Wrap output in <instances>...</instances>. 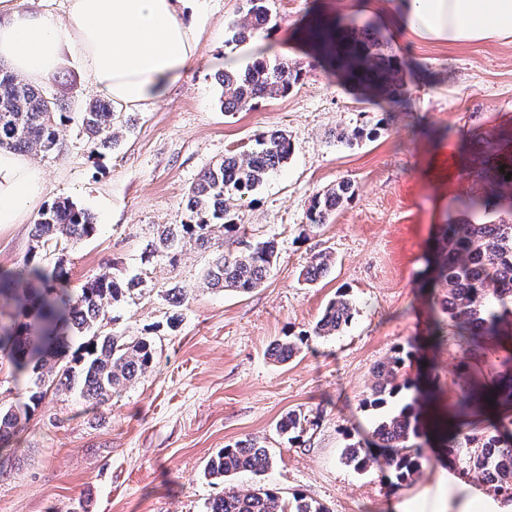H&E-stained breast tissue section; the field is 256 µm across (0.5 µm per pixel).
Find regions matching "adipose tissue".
I'll use <instances>...</instances> for the list:
<instances>
[{
	"instance_id": "ef3b65f1",
	"label": "adipose tissue",
	"mask_w": 512,
	"mask_h": 512,
	"mask_svg": "<svg viewBox=\"0 0 512 512\" xmlns=\"http://www.w3.org/2000/svg\"><path fill=\"white\" fill-rule=\"evenodd\" d=\"M402 27L418 38L451 45L512 42V0H398ZM200 0H68L65 16L0 0V61L35 82L51 80L64 56L76 59L113 106L164 97L197 50ZM32 160L0 149V227L31 220L46 194ZM448 512H512L501 500L459 482Z\"/></svg>"
}]
</instances>
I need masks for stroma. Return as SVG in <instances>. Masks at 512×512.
Masks as SVG:
<instances>
[{
    "instance_id": "1",
    "label": "stroma",
    "mask_w": 512,
    "mask_h": 512,
    "mask_svg": "<svg viewBox=\"0 0 512 512\" xmlns=\"http://www.w3.org/2000/svg\"><path fill=\"white\" fill-rule=\"evenodd\" d=\"M396 2L273 0L274 34L239 43L232 28L244 19L243 0H204L196 59L161 100L119 108L118 141L100 151L76 121L98 97L90 77L70 59L68 83L46 84L65 112L60 155L35 158L46 199H72L97 229L41 248L31 225L1 227L0 268L31 256L48 268L62 265L74 286L103 275L138 279L111 304L101 331L151 337L158 355L146 378L105 405L89 408L73 392L47 395L0 450V512H206L225 487L259 483L286 500L303 494L328 512H398L405 501L414 512H435L439 459L393 490L375 470L347 466L342 454L403 406L401 395L366 406L374 372L396 347L426 338L432 312L419 289L430 242L439 225L459 217L461 200L485 191L491 145L512 149V44L422 40L398 28ZM312 13L371 24L437 82L410 81V111L381 123L380 112L313 66L302 33ZM259 56L289 58L307 72L286 96L225 112L219 73ZM355 125L379 134L353 146L337 141V129ZM270 130L288 134L293 154L246 202L229 203L248 236L278 243L262 287L245 295L207 287L210 248L188 245L173 262L150 256L165 226L186 222L185 200L200 172ZM344 179L353 200L309 230L313 196ZM324 252L335 260L331 271L305 283L302 270ZM173 288L185 297L174 331L167 325ZM340 288L354 304L352 321L337 335L312 337ZM304 333L296 357L269 358L274 341ZM502 356L492 342L468 355L445 332L430 354L442 405L451 406L463 384L454 374L461 360L489 383ZM292 412L311 420L297 441L278 429ZM251 437L274 456L263 476L205 477L211 456Z\"/></svg>"
}]
</instances>
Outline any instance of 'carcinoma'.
Instances as JSON below:
<instances>
[{
  "label": "carcinoma",
  "instance_id": "carcinoma-1",
  "mask_svg": "<svg viewBox=\"0 0 512 512\" xmlns=\"http://www.w3.org/2000/svg\"><path fill=\"white\" fill-rule=\"evenodd\" d=\"M270 4L271 0H245L244 19L234 27L235 41L244 42L273 27ZM306 40L324 67L359 100L387 110L407 106L405 76L411 62L398 55L373 26L358 27L341 18L332 25L315 16L306 24ZM303 74V67L288 59L258 58L244 70L226 69L219 78L224 111H239L261 100L281 97ZM59 110L57 99L0 69V148L45 156L60 152ZM114 119L112 104L105 101L88 104L77 116L96 149L116 142L111 134ZM376 135L374 128L356 126L340 130L336 139L353 145ZM292 153L293 144L283 131L263 132L248 150L204 170L187 195L188 221L165 229L151 244L150 253L175 260L191 241L214 247L217 254L207 272L210 286L242 294L261 287L278 258L277 243L273 239H247L227 202L246 200ZM495 168L489 190L462 202L467 217L439 226L428 260L426 287L433 289V303L443 314L435 334L446 325L475 353L489 340H512V330L505 328V314L512 303V219L477 223L468 218L472 213L489 215L505 207L512 209V178H506V173L512 172V154L497 156ZM353 195L348 180L317 193L307 213L309 227L318 229L327 223ZM95 230L92 217L68 199L45 205L35 222L36 240L43 246L88 237ZM332 266L331 254H318L306 267L304 280L315 282ZM21 280L38 282L42 292L34 297L18 294L15 285ZM134 287L132 281L123 287L101 277L72 288L62 268L48 269L31 258L17 270L0 269V359L8 363L13 382L25 381L33 405H40L50 392L77 388L83 400L101 406L151 372L157 351L150 337L99 332L112 301ZM10 305L31 307L43 325L42 333L33 335L28 326L3 311ZM352 310L347 292L339 291L312 328V335L325 338L338 334L350 322ZM61 325L72 335L87 338L81 353L68 356L57 334ZM305 338L303 334L296 340L276 341L269 349L270 358L278 363L292 359ZM414 356L410 343L396 349L377 367L369 405L377 407L403 388L414 394L397 414L377 423L370 441L345 449V462L357 470L372 468L389 486L398 488L421 476V448L428 446L461 474L491 484L504 500L512 502V463L503 458L505 452L512 454V430L482 418L485 411H512V379L488 388L479 397L462 389L450 411L431 410L425 403L435 400L440 389L430 373L423 382L405 375ZM31 413L28 405L22 409L0 406L1 448L17 435ZM306 422V416L291 413L280 431L297 438ZM273 462L269 449L258 439L249 438L219 450L208 460L204 474L221 481L242 472L260 476ZM208 512L328 510L300 494L288 504L275 490L257 485L244 491L224 489L209 502Z\"/></svg>",
  "mask_w": 512,
  "mask_h": 512
}]
</instances>
